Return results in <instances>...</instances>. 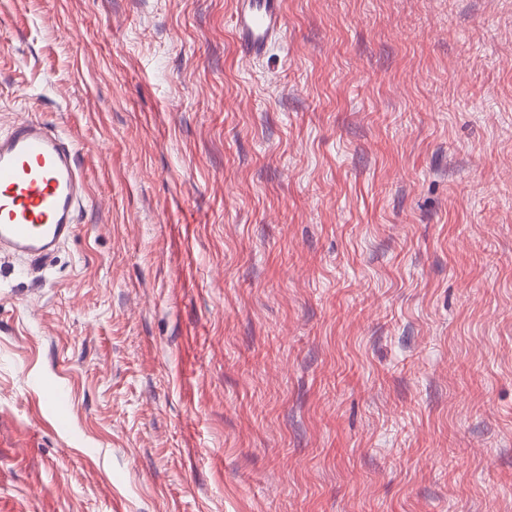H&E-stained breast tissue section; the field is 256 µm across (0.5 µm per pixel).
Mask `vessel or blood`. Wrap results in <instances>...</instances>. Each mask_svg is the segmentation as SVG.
<instances>
[{
  "label": "vessel or blood",
  "mask_w": 512,
  "mask_h": 512,
  "mask_svg": "<svg viewBox=\"0 0 512 512\" xmlns=\"http://www.w3.org/2000/svg\"><path fill=\"white\" fill-rule=\"evenodd\" d=\"M284 30V0H237L234 35L241 55L256 57ZM76 150L44 123L0 135V248L48 258L76 231L84 195Z\"/></svg>",
  "instance_id": "b4317fda"
}]
</instances>
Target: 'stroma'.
Listing matches in <instances>:
<instances>
[{"label":"stroma","instance_id":"obj_1","mask_svg":"<svg viewBox=\"0 0 512 512\" xmlns=\"http://www.w3.org/2000/svg\"><path fill=\"white\" fill-rule=\"evenodd\" d=\"M284 3L0 0L89 194L0 253V512H512V0ZM234 35L242 56L257 57L284 30L283 0H237Z\"/></svg>","mask_w":512,"mask_h":512}]
</instances>
